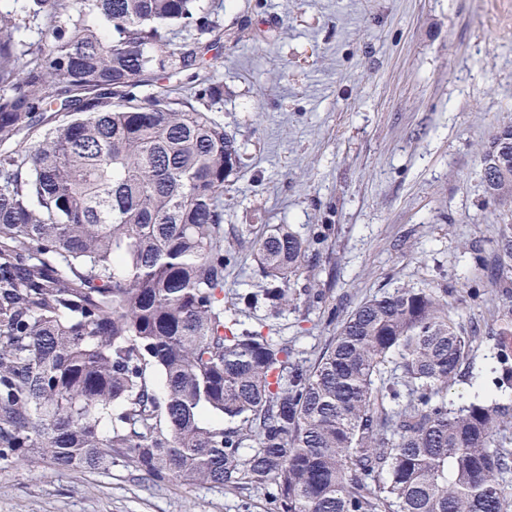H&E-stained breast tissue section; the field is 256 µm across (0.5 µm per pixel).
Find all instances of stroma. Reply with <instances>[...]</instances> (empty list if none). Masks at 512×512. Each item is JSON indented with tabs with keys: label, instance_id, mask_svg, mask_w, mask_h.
Here are the masks:
<instances>
[{
	"label": "stroma",
	"instance_id": "obj_1",
	"mask_svg": "<svg viewBox=\"0 0 512 512\" xmlns=\"http://www.w3.org/2000/svg\"><path fill=\"white\" fill-rule=\"evenodd\" d=\"M218 25L224 100L216 116L243 165L224 194V230L289 224L329 233L298 287L326 289L347 315L397 288L448 291L469 359V396L494 354L488 335L512 288L478 270L501 220L479 150L512 124V0H199ZM311 366L334 334L295 301L274 319ZM260 488L155 486L130 469L0 470V512H268Z\"/></svg>",
	"mask_w": 512,
	"mask_h": 512
}]
</instances>
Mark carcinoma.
Masks as SVG:
<instances>
[{
	"mask_svg": "<svg viewBox=\"0 0 512 512\" xmlns=\"http://www.w3.org/2000/svg\"><path fill=\"white\" fill-rule=\"evenodd\" d=\"M26 17L53 25L27 46L0 13V467L251 486L274 512H512V304L467 401L448 389L471 336L433 287L364 300L300 364L224 308V188L242 157L213 114L210 14L198 0H28ZM184 71L192 92H142ZM479 162L487 200L511 204V123ZM491 243L475 264L506 280L509 215ZM237 246L265 280L238 303L279 313L311 241L274 224Z\"/></svg>",
	"mask_w": 512,
	"mask_h": 512,
	"instance_id": "obj_1",
	"label": "carcinoma"
}]
</instances>
